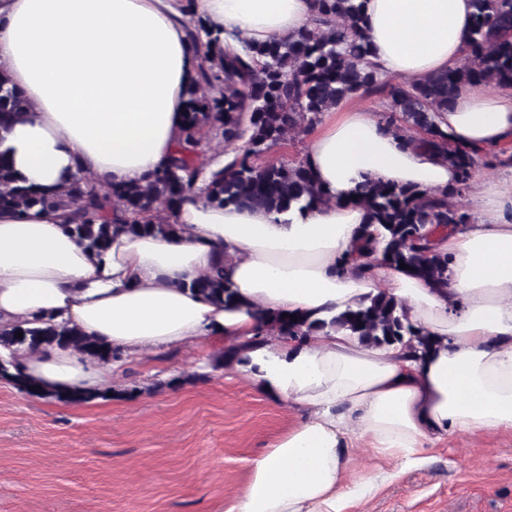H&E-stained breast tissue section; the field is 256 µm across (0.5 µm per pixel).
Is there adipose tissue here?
Masks as SVG:
<instances>
[{"instance_id":"obj_1","label":"adipose tissue","mask_w":512,"mask_h":512,"mask_svg":"<svg viewBox=\"0 0 512 512\" xmlns=\"http://www.w3.org/2000/svg\"><path fill=\"white\" fill-rule=\"evenodd\" d=\"M194 11L219 34L265 42L310 28L314 4L195 0ZM472 11V0H364L367 60L409 83L456 68ZM196 67L180 0H0V74L29 104L0 148L44 194L80 176L101 189L148 183L179 147ZM436 123L458 147L512 152V91L461 85ZM305 163L330 196L325 206L275 216L218 208L196 192L175 213L176 233L118 234L101 256L70 233L62 211H0V327L51 316L135 357L242 343L272 312L325 321L300 341L265 340L238 366L307 417L253 460L230 512H348L396 477L358 478V443L408 467L425 461L434 438L512 432V169L474 179L471 223L434 233L448 256V285L437 289L380 260L358 269L365 212L350 199L368 180L443 190L457 182L455 167L348 100L321 115ZM218 261L238 309L188 288ZM382 292L439 346L413 356L331 326ZM17 361L60 391L112 382L111 367L70 349Z\"/></svg>"}]
</instances>
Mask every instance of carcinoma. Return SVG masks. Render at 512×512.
I'll use <instances>...</instances> for the list:
<instances>
[{"instance_id": "obj_1", "label": "carcinoma", "mask_w": 512, "mask_h": 512, "mask_svg": "<svg viewBox=\"0 0 512 512\" xmlns=\"http://www.w3.org/2000/svg\"><path fill=\"white\" fill-rule=\"evenodd\" d=\"M474 13L464 62L446 72L408 86L382 78L366 61L363 0H314L315 26L297 38L245 44L236 49L219 44L200 18L188 20V36L196 50V75L188 91L180 132L181 151L172 157L148 184L115 186L108 191L82 178L62 195L50 197L18 184L9 159L0 152V210L25 212L33 207L70 210L67 228L95 254L105 252L114 234L167 236L176 225L163 219V209L176 210L198 180L199 161L208 136L215 133L229 147L247 139L243 152L227 157L224 167L213 171L205 184L206 200L213 206H244L281 214L292 208L312 210L329 198L311 170L300 161L269 162L255 159L286 144L316 124L319 115L343 99L361 94L383 100L379 113L387 128L402 133L449 161L458 172L457 185L428 192L408 186L368 181L355 190L366 212L365 231L357 249L363 261L381 253L385 262L407 265V271L436 288L448 287V255L431 248L435 225L467 224L471 215L456 199L483 168L512 165V154L494 159L451 146L448 134L435 123V115L451 105L459 85L494 83L512 88V0H473ZM246 83L251 96L240 99L238 85ZM24 97L0 75V139L25 112ZM188 288L226 308L238 307L234 286L217 265L191 281ZM330 324L348 330L368 347L390 346L404 336L409 348L423 353L438 341L411 324L403 306L381 293L369 303L348 309ZM327 326L298 315L281 313L263 319L269 336L302 338ZM23 337H17V332ZM71 348L97 363L120 358V352L83 335L75 326L39 318L33 325L0 329V348L36 352L45 347ZM250 343L231 345L215 360L213 368L246 361ZM0 377L22 393L70 403H86L103 396L100 390L62 394L47 391L38 382L17 372L11 363H0ZM37 390L32 391L30 387Z\"/></svg>"}]
</instances>
